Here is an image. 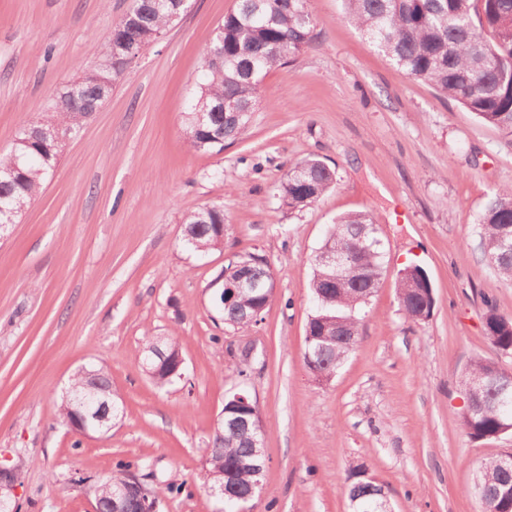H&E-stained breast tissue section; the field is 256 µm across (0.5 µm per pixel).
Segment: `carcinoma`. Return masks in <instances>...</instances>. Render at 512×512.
I'll use <instances>...</instances> for the list:
<instances>
[{"instance_id":"obj_1","label":"carcinoma","mask_w":512,"mask_h":512,"mask_svg":"<svg viewBox=\"0 0 512 512\" xmlns=\"http://www.w3.org/2000/svg\"><path fill=\"white\" fill-rule=\"evenodd\" d=\"M345 12L393 62L411 77L427 82L473 112L480 120L512 139V0H343ZM185 13L183 0H132L124 17L115 24L108 40L96 50L98 66L83 68L84 82L63 83L55 92L49 111L23 127L10 153L0 157V225L16 224L22 208L40 192L56 170L60 155L45 132L51 128L80 132L88 116L101 108L107 95L95 75L105 74L110 44H125L139 55L157 32L167 29ZM315 22L309 0H239L234 12L224 16L204 50L205 78L198 85L192 105L184 116L185 139L198 152L222 151L240 141L260 110L259 86L266 74L294 60L313 40ZM494 34V42L484 31ZM243 108L235 119H224V103ZM336 183L335 171L318 158L304 159L288 169L279 184L284 205L302 210L318 201ZM480 224L479 249L495 257L497 275L512 281V252L503 249L512 234V187L499 190L486 206ZM224 210L212 206L189 213L184 219V245L202 255L224 243ZM327 247L355 253L356 278L335 281L331 268L313 264L311 290L318 308L311 315L312 333L325 337L327 347L319 357L322 378L335 376L359 338L360 311L367 289L378 287L384 272L385 247L376 218L369 212L344 215L332 225ZM246 275L269 283L275 274L263 256L249 253L229 263L220 273L223 282L209 285L212 311L225 324L247 328L254 308L266 295L245 291L226 303L224 282ZM398 301L406 318L419 322L430 316L435 298L432 285L420 268L416 276L402 277ZM483 331L498 355H512V318L487 303ZM161 348L172 358L182 352L174 336H147L137 353L143 371L163 387L172 381L170 369L149 356ZM93 395L112 403V420L123 407L112 379L102 365H89L71 379L59 404L62 422L72 420L78 402ZM481 397L489 408L461 413L463 428L473 439L488 440L502 434L501 411L494 409L495 390ZM264 435L260 417L248 422L228 415L224 430L213 435L208 469L226 475L222 512H236V504L252 497L253 473L240 467L252 454L251 438ZM480 483L511 481L501 472L498 459L481 463L475 473ZM347 493L352 512H374L371 505L383 498L382 486L358 468L351 472ZM469 493L484 505V512H512V495L484 497L471 485Z\"/></svg>"}]
</instances>
